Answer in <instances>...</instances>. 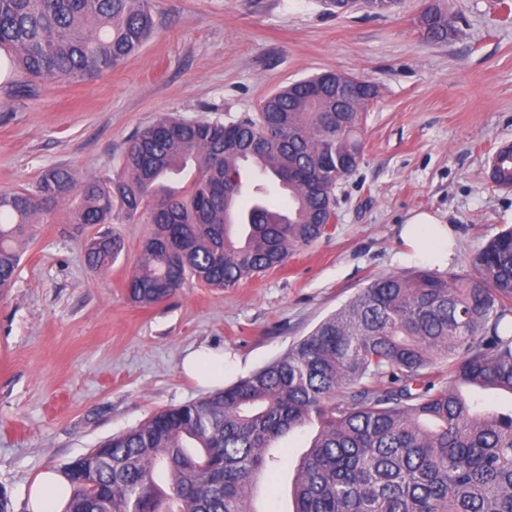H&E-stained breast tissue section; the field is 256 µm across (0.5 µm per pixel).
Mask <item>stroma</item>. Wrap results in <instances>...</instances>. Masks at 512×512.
Here are the masks:
<instances>
[{
  "instance_id": "stroma-1",
  "label": "stroma",
  "mask_w": 512,
  "mask_h": 512,
  "mask_svg": "<svg viewBox=\"0 0 512 512\" xmlns=\"http://www.w3.org/2000/svg\"><path fill=\"white\" fill-rule=\"evenodd\" d=\"M428 0L393 11L337 14L325 0H156L157 31L125 64L74 83L0 84V190H33L63 165L114 177L126 141L164 113L222 123L256 118L263 100L324 71L375 81L356 171L335 189L336 222L287 263L224 289L190 281L151 307L126 284L152 230L114 224L125 249L101 272L84 252L96 225L53 207L30 228L12 288L0 293V492L27 512L39 472L64 468L156 411L206 396L180 370L192 346L240 366L224 383L281 356L372 279L426 268L401 238L414 211L449 223L447 268L512 226V189L489 161L512 143V0H450L461 36L427 40ZM305 437L286 441L289 467L266 473L260 512H289Z\"/></svg>"
}]
</instances>
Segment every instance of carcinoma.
<instances>
[{
  "mask_svg": "<svg viewBox=\"0 0 512 512\" xmlns=\"http://www.w3.org/2000/svg\"><path fill=\"white\" fill-rule=\"evenodd\" d=\"M398 0H330L343 14ZM154 0H0V50L33 81L110 71L155 29ZM424 36L460 34L447 0L420 16ZM342 72L267 97L256 119L227 125L162 114L131 137L113 179L42 171L35 190L0 192V291L11 287L35 217L71 201L74 224L131 221L152 231L127 282L152 306L196 280L230 288L284 265L336 217V185L361 160L362 109L336 99ZM288 192L242 205V170ZM512 188V148L490 160ZM185 178L183 193L168 182ZM110 231L85 251L99 272L124 250ZM512 396V228L472 272L428 269L372 279L271 364L196 401L156 412L74 460L95 469L72 485L65 512H253L254 477L288 459L270 449L309 435L290 487L292 512H512V410L474 390Z\"/></svg>",
  "mask_w": 512,
  "mask_h": 512,
  "instance_id": "cac0c4a2",
  "label": "carcinoma"
}]
</instances>
